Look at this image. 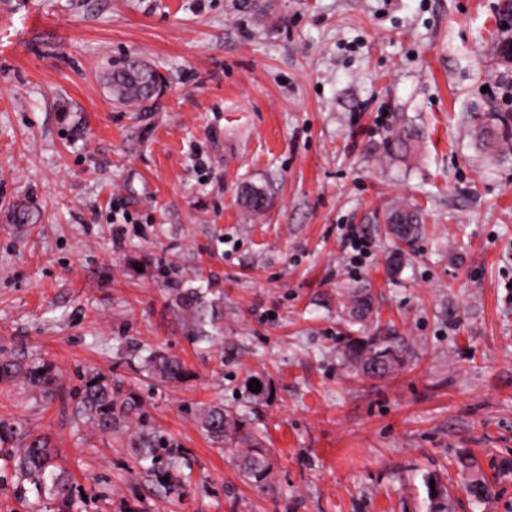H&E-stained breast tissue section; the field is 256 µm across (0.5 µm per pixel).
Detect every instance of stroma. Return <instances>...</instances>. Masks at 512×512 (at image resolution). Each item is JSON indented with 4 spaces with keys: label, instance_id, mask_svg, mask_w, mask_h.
<instances>
[{
    "label": "stroma",
    "instance_id": "35a3bbf8",
    "mask_svg": "<svg viewBox=\"0 0 512 512\" xmlns=\"http://www.w3.org/2000/svg\"><path fill=\"white\" fill-rule=\"evenodd\" d=\"M498 4L0 0V358L58 373L49 401L0 382V512L52 507L13 467L29 430L76 483L72 512H428L430 474L451 512H512V154L472 133L512 115L489 67ZM132 55L164 78L144 106L107 87ZM391 201L424 219L397 269ZM347 224L370 241L353 271ZM199 309L215 343L195 339ZM386 334L408 343L402 367L347 364V337ZM150 351L187 376L151 378ZM97 372L136 397L167 466L75 417ZM214 402L238 419L221 448L195 415ZM245 436L270 452L264 487L241 477Z\"/></svg>",
    "mask_w": 512,
    "mask_h": 512
}]
</instances>
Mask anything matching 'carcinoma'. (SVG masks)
I'll return each mask as SVG.
<instances>
[{"mask_svg":"<svg viewBox=\"0 0 512 512\" xmlns=\"http://www.w3.org/2000/svg\"><path fill=\"white\" fill-rule=\"evenodd\" d=\"M163 83V76L137 56L126 60L123 66L112 71L109 88L115 101L125 104L143 105L153 96L154 86ZM483 149L494 156L512 152V127L498 130L494 126H483L478 132ZM383 223L395 240L409 243L420 233L421 211L415 205L397 204L383 211ZM372 308V298L367 293L354 296L349 314L354 319L364 318ZM351 363L362 373L384 376L392 372L404 360L407 345L394 336H369L351 338L345 345ZM145 367L163 382L179 381L186 376L185 364L163 353H153L145 359ZM36 388L43 397L51 398L56 391L57 377L54 367L48 362L24 367L7 358L0 360V382L16 380ZM74 415L92 424L101 432H108L123 419L138 410L137 400L112 387L103 374L96 373L83 380L74 393ZM200 428L209 439L222 444L236 432L232 417L224 411L222 404H205L197 413ZM134 448L140 459L157 463L162 460V441L141 430L133 432ZM15 467L20 478L34 485L39 493L57 503L56 512H71L75 497V482L55 464L52 449L45 436L28 434L16 449ZM239 471L248 484L263 487L271 472L268 450L257 441L242 451ZM434 484L427 489L429 512H448V487L438 477L427 476L425 484Z\"/></svg>","mask_w":512,"mask_h":512,"instance_id":"carcinoma-1","label":"carcinoma"}]
</instances>
